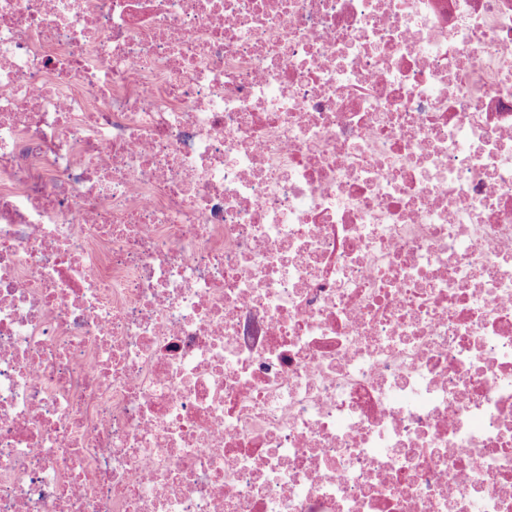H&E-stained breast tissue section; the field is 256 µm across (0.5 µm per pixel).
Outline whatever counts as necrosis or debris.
I'll return each mask as SVG.
<instances>
[{
  "label": "necrosis or debris",
  "mask_w": 512,
  "mask_h": 512,
  "mask_svg": "<svg viewBox=\"0 0 512 512\" xmlns=\"http://www.w3.org/2000/svg\"><path fill=\"white\" fill-rule=\"evenodd\" d=\"M0 512H512V0H0Z\"/></svg>",
  "instance_id": "obj_1"
}]
</instances>
